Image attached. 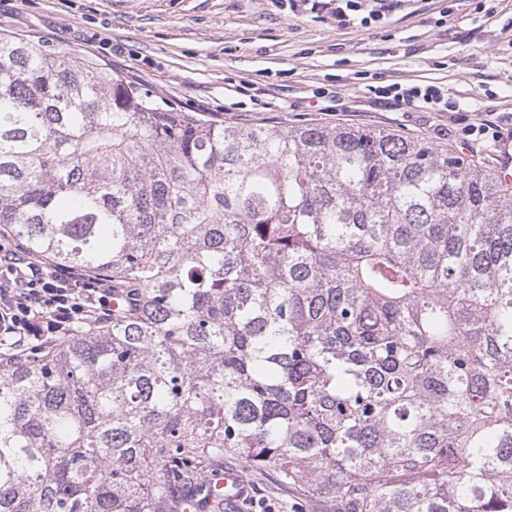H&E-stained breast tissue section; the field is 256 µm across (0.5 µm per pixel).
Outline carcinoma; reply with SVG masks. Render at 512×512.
Here are the masks:
<instances>
[{"mask_svg": "<svg viewBox=\"0 0 512 512\" xmlns=\"http://www.w3.org/2000/svg\"><path fill=\"white\" fill-rule=\"evenodd\" d=\"M0 228L112 320L0 358V512H512V188L369 128L174 112L0 32ZM218 480L217 488L224 489V506L240 499L244 479L236 470H224V476L213 477ZM246 483L247 494L238 501L235 511L249 512L252 508L254 510L250 512H279L275 510V505L269 500L253 498L260 496L277 500L280 506L277 510L282 512H325L328 510L322 503L306 497L298 489L288 488V485L281 484L270 473L249 475ZM248 500H250L249 506L246 505Z\"/></svg>", "mask_w": 512, "mask_h": 512, "instance_id": "obj_1", "label": "carcinoma"}]
</instances>
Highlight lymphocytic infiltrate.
Here are the masks:
<instances>
[{
  "instance_id": "1",
  "label": "lymphocytic infiltrate",
  "mask_w": 512,
  "mask_h": 512,
  "mask_svg": "<svg viewBox=\"0 0 512 512\" xmlns=\"http://www.w3.org/2000/svg\"><path fill=\"white\" fill-rule=\"evenodd\" d=\"M326 10L337 27L384 19L397 0H311ZM371 97L392 111L455 112L459 103L435 83L369 86ZM114 292L109 282L78 278L71 270L18 252L9 235L0 234V335L46 345L72 335L81 325L112 318Z\"/></svg>"
}]
</instances>
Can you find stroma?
I'll list each match as a JSON object with an SVG mask.
<instances>
[{
	"mask_svg": "<svg viewBox=\"0 0 512 512\" xmlns=\"http://www.w3.org/2000/svg\"><path fill=\"white\" fill-rule=\"evenodd\" d=\"M403 0L381 24L337 28L289 0H0V31L69 48L183 112L216 121L390 130L497 168L493 149L460 135L476 112L512 114V0ZM441 81L459 112H388L367 88ZM248 498L281 512H326L273 474L247 480Z\"/></svg>",
	"mask_w": 512,
	"mask_h": 512,
	"instance_id": "1",
	"label": "stroma"
}]
</instances>
